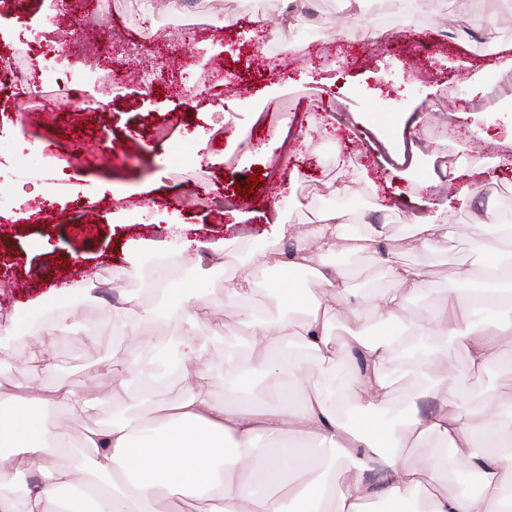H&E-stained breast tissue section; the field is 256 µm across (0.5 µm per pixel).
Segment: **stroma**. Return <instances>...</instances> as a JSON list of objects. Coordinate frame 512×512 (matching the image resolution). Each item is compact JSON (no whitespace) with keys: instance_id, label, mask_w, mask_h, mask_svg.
Masks as SVG:
<instances>
[{"instance_id":"obj_1","label":"stroma","mask_w":512,"mask_h":512,"mask_svg":"<svg viewBox=\"0 0 512 512\" xmlns=\"http://www.w3.org/2000/svg\"><path fill=\"white\" fill-rule=\"evenodd\" d=\"M135 8V0H73L54 11L45 0H14L0 14V36L21 31L30 40L82 45L80 64L96 81L94 105L75 112L60 103L48 119L33 101L55 97V88L40 86L34 73L22 83L10 76L23 48L0 54V197L35 213L29 221L0 220V325L37 329L55 289L72 280L96 291L92 299L71 295L74 317L57 330L48 355L32 357L17 343L0 355V389L37 385L97 396L96 409L74 415L61 407L49 422L75 446L87 430L124 419L129 404L112 390L127 358L123 298L146 287L155 242L178 224L188 238L224 240L242 255L266 247L263 230L275 208L292 223L314 224L338 207L347 236L370 233L378 244L352 255L349 288H395L377 253L382 247L420 273L404 322L467 303L461 276L474 283L482 278L484 255L475 250L476 240L487 236L492 222L512 219V142H489L512 116L494 108L475 131L465 117L476 88L495 77V62L512 57V0H421L415 26L364 30L355 0H264L271 32L255 45L242 0H178L147 28ZM90 12L108 18L109 33L80 29ZM468 15L489 20V27L463 26ZM186 23L195 26L190 44L183 40ZM380 33L386 45L377 42ZM483 34L492 38L485 49L478 42ZM156 63L168 76L152 88L115 81L116 70ZM203 72L211 75L219 102L187 96L183 75ZM170 115L178 123L166 139L156 138V123ZM41 144L57 149L65 182H40L22 192L13 178L17 159L27 156L30 167H40ZM181 151L199 154V162L175 165ZM339 156L373 182L341 205L320 192L335 180ZM256 173L261 179L243 200L244 221L199 200L204 192L235 193ZM428 180L432 190H421ZM466 183L471 205L448 209L456 229L451 247L427 250L412 230L424 201L447 198ZM117 197L133 200V207L114 208ZM124 245L138 248L139 270L123 260ZM203 264L210 272L200 288L209 307L197 334L209 346L204 369L212 397H263L275 381L268 371H259L247 388L224 374L226 343L245 345L246 335L225 303L221 258L207 254ZM442 354L468 374V398L512 403L511 336L492 365L478 372L470 370L461 345L448 343ZM440 401L411 374L396 382L390 398L391 405H408L421 416Z\"/></svg>"}]
</instances>
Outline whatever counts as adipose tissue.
Segmentation results:
<instances>
[{
	"instance_id": "adipose-tissue-1",
	"label": "adipose tissue",
	"mask_w": 512,
	"mask_h": 512,
	"mask_svg": "<svg viewBox=\"0 0 512 512\" xmlns=\"http://www.w3.org/2000/svg\"><path fill=\"white\" fill-rule=\"evenodd\" d=\"M447 212L441 205L416 218L414 230L430 251H446L453 240ZM342 218L338 210L323 213L315 224L276 217L267 232L272 249L244 260L233 254L224 259L230 282L226 300L242 310L256 362L290 382L289 388L275 389L274 404L230 396L213 400L200 369L205 349L193 334L205 302L197 285L180 281L183 268L200 266L202 257L192 239L181 238L162 249L164 273L151 284L163 300L150 305L133 298L123 311L121 330L131 358L130 379L122 387L130 391L133 405L143 403V396L130 390L143 373L135 356L139 329L148 319L166 317L182 328L176 370L187 392L171 414L156 416L152 425L135 417L106 430H87L82 445L94 454L83 466L58 462L68 442L49 429L46 415L62 404L71 413H84L95 408L94 399L68 389L0 390V512H67L58 492L77 484L97 496L98 512H139L162 495L189 502L191 512H285L288 499L302 504V512H369L373 504L385 505L386 512H512V421L495 420L474 434L465 424L464 379L453 364H437L441 340L461 343L471 368L478 369L496 356L502 335H512V326L503 333L484 331L476 321L479 310L512 307V225H495L489 238L475 243L477 250L493 255L484 268L491 287L469 289L467 308L429 311L419 325L405 329L397 315L418 289V272L386 254L382 261L392 269L397 288L352 294L346 286L348 269L322 257L339 249L364 251L373 239L347 237ZM261 269L278 274L288 309L303 314L299 322H272L248 309ZM302 272L322 281L327 295L305 294L295 281ZM336 303L347 305L355 319L340 338L331 333ZM367 312L377 314L384 331L364 327ZM340 347L360 363L359 373L342 384L333 368ZM309 357L325 364V372L314 378L305 374ZM404 362L434 385L451 381L455 389L434 413L408 422L397 453L390 455L385 431L363 419L387 404L393 376ZM296 386L306 392L303 401L294 398ZM351 393L356 400L349 421L344 410ZM298 436L311 439L312 447L296 448ZM429 437L438 441L431 455L417 464L402 459V448ZM329 450L345 459L346 467L324 463ZM452 460L476 477V492L450 491L456 475L448 466Z\"/></svg>"
}]
</instances>
